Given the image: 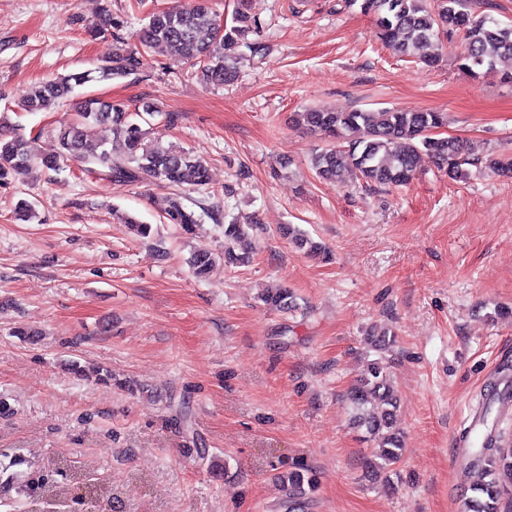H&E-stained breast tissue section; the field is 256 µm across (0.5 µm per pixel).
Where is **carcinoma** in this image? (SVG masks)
<instances>
[{
    "label": "carcinoma",
    "mask_w": 512,
    "mask_h": 512,
    "mask_svg": "<svg viewBox=\"0 0 512 512\" xmlns=\"http://www.w3.org/2000/svg\"><path fill=\"white\" fill-rule=\"evenodd\" d=\"M357 3L361 12L375 18L381 40L402 56L434 66L442 59L447 45L458 37L463 45L460 66L469 73L475 75L479 68L491 73L504 62L512 66V24L475 13L472 0H348L350 6ZM219 20L211 0H192L187 7L157 9L133 35L134 44H123L121 38H116L112 51L103 55L94 69L34 83L20 103V110L50 112L71 103L74 112L71 121L50 134L42 165L54 170L65 161L84 172H102L118 183H134L145 176L163 183L172 189L165 197L166 218L186 232L193 230L203 214L219 220L218 213L200 201L195 203V210L184 203L183 186L208 185V170L192 153L164 147L148 137L142 124L154 116V111L147 109L142 113L125 102L98 97L72 102L77 86L139 71L148 49L161 43L173 47L194 68L193 75L201 82L217 88L234 83L239 76V57L234 55V49L244 46L256 56L264 54L265 47L248 41L258 23L245 8L235 12L229 27L219 29ZM296 123L320 132L328 141L327 147L311 160L316 177L325 182H336L347 171L366 184L406 186L415 177L423 153L450 178L467 177L463 168L469 154L467 143L432 135V131L445 125L442 112L309 109L297 113ZM479 163L500 176L512 175V159L491 154L479 159ZM32 164L33 156L24 134L0 124V181L25 174ZM253 227L252 223L233 221L224 225V261L233 265L249 262ZM283 234L300 250H321L304 232L289 225L283 227ZM214 259L210 250L200 248L191 254L188 263L193 273L201 276ZM263 301L279 310L298 309L296 296L288 288L267 294ZM369 341L380 354L393 344L385 330L372 331ZM389 378L382 359L373 360L349 394L353 425L375 443L383 469L399 463L404 452L397 421L398 399ZM511 397L512 392L507 389H494L486 398L479 416L483 436L474 441L475 448L466 467L470 476L466 512H512V439L505 438L496 425L488 424L493 405ZM281 480L288 489L284 501L288 509L315 488L312 472L303 467L288 470Z\"/></svg>",
    "instance_id": "1"
}]
</instances>
